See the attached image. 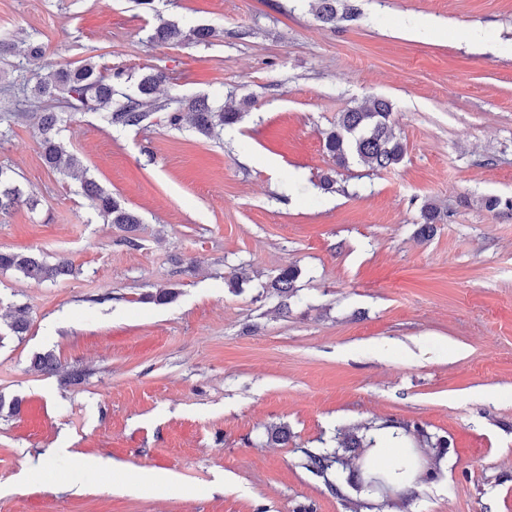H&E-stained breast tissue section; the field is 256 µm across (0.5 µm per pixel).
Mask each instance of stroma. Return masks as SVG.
<instances>
[{
	"label": "stroma",
	"mask_w": 512,
	"mask_h": 512,
	"mask_svg": "<svg viewBox=\"0 0 512 512\" xmlns=\"http://www.w3.org/2000/svg\"><path fill=\"white\" fill-rule=\"evenodd\" d=\"M348 2L325 26L314 0H0L15 44L0 165L40 201L0 214V249L77 270L53 285L0 271V398L20 402L0 414V512H512V215L480 205L512 197V0ZM162 19L219 35L161 44ZM87 58L130 92L163 70L162 104L254 102L210 138L158 112L132 130L66 117L67 149L140 216L136 249L21 118L63 108L31 94L42 62ZM374 96L394 105L403 160L337 165L326 132ZM428 202L442 221L423 239ZM291 266L283 308L270 285ZM160 287L174 298L146 301ZM45 352L59 374L31 370ZM388 420L448 439L423 450L435 477L413 496L369 493L351 465L327 483L302 467V449Z\"/></svg>",
	"instance_id": "35a3bbf8"
}]
</instances>
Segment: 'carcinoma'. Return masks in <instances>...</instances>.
<instances>
[{"mask_svg": "<svg viewBox=\"0 0 512 512\" xmlns=\"http://www.w3.org/2000/svg\"><path fill=\"white\" fill-rule=\"evenodd\" d=\"M336 2L338 0H318L316 18L319 22L336 24ZM216 33L214 28L185 30L175 23L162 20L154 28L151 39L168 45H180L188 41L206 42ZM121 76L122 73L114 72L90 58L75 66L50 64L46 71L36 74L34 93L39 97L52 98L61 92L67 95L68 107L74 112L98 111L112 127L139 128L159 108L154 94L166 81V76L155 70L146 73L134 93H120L124 98V102L120 103L113 101V97L117 94L114 82ZM392 111L390 101L375 98L367 105L348 108L339 113L336 125L325 135L326 151L340 164L353 156L372 169L397 166L404 158L406 146L395 134ZM24 118L34 128L46 165L78 181L84 195L92 202L104 223L122 227L128 232L123 243L130 248L140 247L138 239L133 235L140 219L90 178L80 158L67 150L59 138L61 119L58 114L46 109L42 112H27ZM238 118V112H226L222 107L215 109L205 97L195 98L166 113L170 127L180 129L188 126L206 137L211 136L216 129L236 122ZM20 205L34 210L39 200L24 193L9 170L0 167V213H7ZM420 220V235L429 236L441 221L440 211L426 204L421 209ZM0 270H14L39 283L56 282L75 272L72 262L66 258L49 263L34 253L2 250ZM297 278L298 269H285L274 279L271 287L280 296L291 297L296 292ZM28 329V309L18 306L14 310L10 331L16 336H22ZM30 368L52 374L58 369V361L50 352L38 353L32 357ZM384 428H394L397 430L396 437L410 439V442L401 444L396 461L387 467L377 464L376 437L353 433L339 435L336 438L337 449L333 451L303 450L302 465L314 476L323 479L333 490L335 484L330 481L329 474L335 466L342 464L339 455V449L342 448L354 453L361 461L358 474L369 491L385 495L395 492L405 496L411 492L410 481L422 464L421 449L428 447L445 451L448 449V438L434 437L419 424L411 422L392 421L378 426L380 430Z\"/></svg>", "mask_w": 512, "mask_h": 512, "instance_id": "carcinoma-1", "label": "carcinoma"}]
</instances>
